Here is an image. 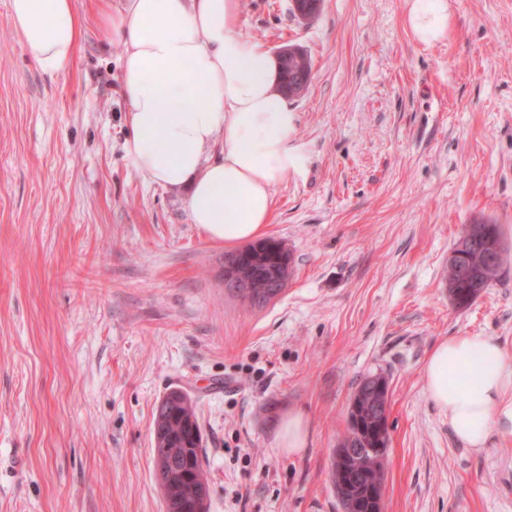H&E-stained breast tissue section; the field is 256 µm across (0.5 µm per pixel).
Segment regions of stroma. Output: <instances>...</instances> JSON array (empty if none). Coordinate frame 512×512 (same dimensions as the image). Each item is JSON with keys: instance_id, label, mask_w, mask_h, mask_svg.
Segmentation results:
<instances>
[{"instance_id": "stroma-1", "label": "stroma", "mask_w": 512, "mask_h": 512, "mask_svg": "<svg viewBox=\"0 0 512 512\" xmlns=\"http://www.w3.org/2000/svg\"><path fill=\"white\" fill-rule=\"evenodd\" d=\"M102 0H75L74 64L41 72L0 0V512H165L153 413L198 408L208 512H343L331 482L353 394L389 385L383 512H512V437L460 442L427 398L433 346L512 350V0H448L426 46L406 0H241L240 34L301 48L292 98L306 162L276 186L265 234L293 257L251 307L224 287L227 247L192 224L186 190L125 154V46ZM498 225L504 264L469 307L448 294L463 225ZM303 413L290 455L278 426ZM281 448L290 454H298L305 448L308 438L307 421L301 413L288 412L280 424Z\"/></svg>"}]
</instances>
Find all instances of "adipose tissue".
<instances>
[{
    "instance_id": "adipose-tissue-1",
    "label": "adipose tissue",
    "mask_w": 512,
    "mask_h": 512,
    "mask_svg": "<svg viewBox=\"0 0 512 512\" xmlns=\"http://www.w3.org/2000/svg\"><path fill=\"white\" fill-rule=\"evenodd\" d=\"M9 8L38 68L67 72L83 32L75 0H10ZM239 8L240 0H124L116 13L105 0L98 15L102 38L126 46L129 165L152 183L187 188L192 223L230 247L262 236L276 185L305 164L277 60L238 33ZM406 24L417 42L441 40L446 0H408ZM423 378L468 447L483 450L495 430L512 436V351L497 339L439 341Z\"/></svg>"
}]
</instances>
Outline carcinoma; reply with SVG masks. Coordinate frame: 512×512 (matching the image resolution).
Listing matches in <instances>:
<instances>
[{
  "instance_id": "obj_1",
  "label": "carcinoma",
  "mask_w": 512,
  "mask_h": 512,
  "mask_svg": "<svg viewBox=\"0 0 512 512\" xmlns=\"http://www.w3.org/2000/svg\"><path fill=\"white\" fill-rule=\"evenodd\" d=\"M311 74V59L303 54L299 61L281 71L280 90L291 95L294 86L309 84ZM245 250L251 251L245 260L259 282L266 271L276 266V259L283 257L292 261L285 244L273 237L253 242ZM500 271L501 266L485 261L474 269L475 277L485 289L491 286ZM455 278V270L448 268V294L457 300V307H467L477 298L476 289L469 288L464 293L455 291ZM368 381L367 377L362 380L351 399L347 435L332 462L333 487L343 512H381L380 504L369 495L368 487L384 481L387 446L386 441L380 438L379 417L374 412V404L382 405L384 400L366 390ZM154 426L163 433L167 445L164 452L172 463L163 478L170 477L185 488L183 493L165 500L166 512H196L194 494L190 489L208 488L202 458L198 454L202 435L196 406L184 393L172 391L165 396L164 403L157 406Z\"/></svg>"
}]
</instances>
